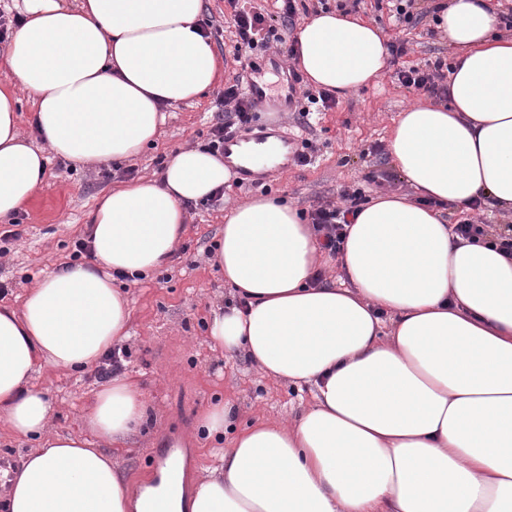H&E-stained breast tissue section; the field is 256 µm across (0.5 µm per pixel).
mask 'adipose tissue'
<instances>
[{"mask_svg": "<svg viewBox=\"0 0 512 512\" xmlns=\"http://www.w3.org/2000/svg\"><path fill=\"white\" fill-rule=\"evenodd\" d=\"M21 12L6 62L49 149L21 137L19 100L0 89V219L32 198L48 154L78 168L137 155L165 108L224 73L203 0H21ZM437 28L460 49L448 101L406 109L389 135L417 198L363 204L336 279L315 281L329 256L295 206L259 196L225 209L212 257L247 305L213 310L205 341L268 379L309 385L312 401L237 432L173 512H512V256L492 238L462 239L440 211L478 199L512 210V40L478 0H450ZM297 41L316 87L344 95L384 74L386 41L361 19L318 13ZM245 163L171 153L160 177L101 196L91 260L45 275L20 307L0 304V424L37 443L8 512H129L133 491L107 450L145 421L144 390L112 378L84 432L57 434L55 402L35 380L93 367L129 336L115 274L164 268L186 231L184 202Z\"/></svg>", "mask_w": 512, "mask_h": 512, "instance_id": "ef3b65f1", "label": "adipose tissue"}]
</instances>
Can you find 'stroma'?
<instances>
[{
    "instance_id": "1",
    "label": "stroma",
    "mask_w": 512,
    "mask_h": 512,
    "mask_svg": "<svg viewBox=\"0 0 512 512\" xmlns=\"http://www.w3.org/2000/svg\"><path fill=\"white\" fill-rule=\"evenodd\" d=\"M203 2V17L212 23L211 42L224 60L222 83L196 101L168 108L156 144L134 158L77 169L51 157L43 182L21 210L20 226L0 221V284L7 288L0 295L1 303L20 306L27 288L70 263L75 241L87 234L96 199L126 182V169L133 167L138 176L156 178L171 152L207 144L224 84L239 74L240 67L234 60L235 29L228 0ZM356 13L379 27L389 44L407 43L408 54L390 56L376 85L337 99L331 110L313 115L307 128L278 93H271L266 108L257 113L256 132L295 142L311 139L318 150L309 165L289 164L287 170L260 183L232 178L227 197L243 202L274 194L309 211L327 202L340 203L345 186L373 196L378 191L373 175L394 171L387 141L399 113L415 104L437 102L436 97L402 86L396 71L437 60L450 64L459 51L436 31L431 18L401 23L389 9L378 8L377 0H361ZM186 213L187 232L167 267L128 288L132 322L124 372L140 382L149 401L140 432L115 451L122 476L131 485H145L148 462L172 433L188 439L196 450L189 475L210 466L213 443L195 431L200 411L216 399L232 403L234 425L240 428L258 418L291 417L311 397L309 391L259 375L244 356L228 359L204 343L210 309L230 297L223 274L208 255L224 226V208L196 202ZM14 227L20 230V239L4 240V232ZM38 382L56 403L55 432H79L82 414L99 387L92 373L48 369Z\"/></svg>"
}]
</instances>
